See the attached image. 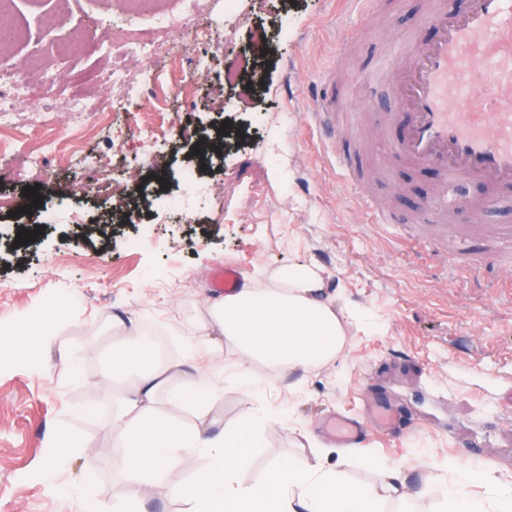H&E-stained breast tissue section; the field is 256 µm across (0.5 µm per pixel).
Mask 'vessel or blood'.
I'll return each mask as SVG.
<instances>
[{
  "label": "vessel or blood",
  "mask_w": 512,
  "mask_h": 512,
  "mask_svg": "<svg viewBox=\"0 0 512 512\" xmlns=\"http://www.w3.org/2000/svg\"><path fill=\"white\" fill-rule=\"evenodd\" d=\"M422 21L433 31L424 43L408 37L372 72L390 88L398 106L390 119L400 129L392 145V167H431L440 180L428 208L449 215L478 216L486 203L512 192V0H467L449 12L445 0H427ZM336 76L328 74L312 114L325 144L336 146L345 177L355 159L341 151L346 131L336 114ZM473 183L481 199L457 188ZM239 269L218 267L215 292L234 293ZM332 432L343 447L358 448L366 435L356 420L338 416Z\"/></svg>",
  "instance_id": "obj_1"
}]
</instances>
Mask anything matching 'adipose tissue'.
Listing matches in <instances>:
<instances>
[{"label": "adipose tissue", "instance_id": "obj_1", "mask_svg": "<svg viewBox=\"0 0 512 512\" xmlns=\"http://www.w3.org/2000/svg\"><path fill=\"white\" fill-rule=\"evenodd\" d=\"M320 285L313 267L279 268L266 286L252 284L214 300L208 319L189 331L187 347L196 353L223 339L238 356L239 383L253 393L276 384L284 373L331 362L344 345L348 323ZM258 363L268 367L265 377H254ZM133 371L138 383L124 391L111 427L123 449L113 466L152 487L188 457L204 455L205 469L177 490L184 512H384L389 499L409 497L407 477L398 465L382 468L372 484L348 481L350 455L342 449H319L302 466L273 464L261 481H251L238 450L250 446L260 421L208 433L202 422L220 400V387L206 375H190L179 365L152 359L148 344L128 331L112 347L109 376ZM161 400L166 403L162 410L157 407ZM188 405L196 409L197 425L176 416ZM464 474L487 492L460 503L457 512H512V485H502L486 471Z\"/></svg>", "mask_w": 512, "mask_h": 512}]
</instances>
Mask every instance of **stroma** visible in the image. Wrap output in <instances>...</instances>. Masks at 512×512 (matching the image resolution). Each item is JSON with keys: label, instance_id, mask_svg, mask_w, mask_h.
<instances>
[{"label": "stroma", "instance_id": "1", "mask_svg": "<svg viewBox=\"0 0 512 512\" xmlns=\"http://www.w3.org/2000/svg\"><path fill=\"white\" fill-rule=\"evenodd\" d=\"M59 0H12L10 20L26 37L13 55L35 56L54 70L74 33L121 23L115 0H68L57 29L41 17ZM424 0H383L382 15L338 9L336 0H240L224 15V40L209 49V77L191 82L187 53L168 49L152 67L154 84L107 122L87 127L78 149L44 161L41 213L27 216L36 240L16 242L18 225L0 213V512H80L73 490L94 486L105 512H180L172 496L205 466L194 456L170 471L149 495L112 462L123 453L111 435L121 388H106V370L121 317L164 336L169 358L188 362L223 388L222 425L265 420L247 448V475L263 479L275 461L301 464L327 447L321 419L345 414L368 424L355 449L350 481L375 480L378 466L410 476L415 512H436L424 490L428 469L446 474L449 460L489 469L512 483V261L492 264L484 252L498 225H512V200L468 222L442 223L423 208L439 181L433 169L388 172L389 89L367 84L392 41L420 33ZM351 35L348 76L336 100L363 115L350 139L362 157L369 193L396 216L369 223L336 158L312 128V112L340 39ZM178 115L188 137L159 151L143 150L136 130L149 115ZM222 136L217 169L223 201L196 200L185 213L157 200L154 173L171 193H185L184 168L194 165L191 138ZM78 221L56 224L58 208ZM145 238L131 250L129 243ZM474 273L459 274L461 261ZM241 267L243 282L265 283L275 269H320L322 285L350 315L348 340L332 363L284 374L276 389L244 395L236 353L227 346L189 360L184 338L208 316L214 270ZM43 310L53 332L39 358L14 349L31 314ZM394 408L400 424H369L376 403ZM81 437L80 450L58 457L55 437ZM92 451L94 465L84 462Z\"/></svg>", "mask_w": 512, "mask_h": 512}]
</instances>
